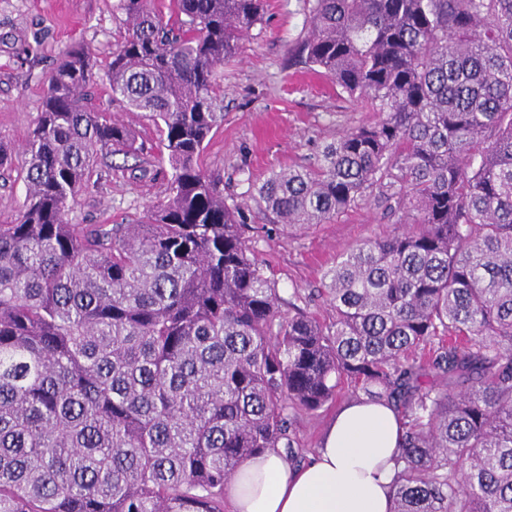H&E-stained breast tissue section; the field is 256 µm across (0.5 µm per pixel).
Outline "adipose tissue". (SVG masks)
<instances>
[{
  "label": "adipose tissue",
  "instance_id": "1",
  "mask_svg": "<svg viewBox=\"0 0 512 512\" xmlns=\"http://www.w3.org/2000/svg\"><path fill=\"white\" fill-rule=\"evenodd\" d=\"M403 422L367 398L345 403L308 464L276 450L246 460L225 491L233 512H393Z\"/></svg>",
  "mask_w": 512,
  "mask_h": 512
}]
</instances>
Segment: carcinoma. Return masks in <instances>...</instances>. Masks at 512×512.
Segmentation results:
<instances>
[{"mask_svg":"<svg viewBox=\"0 0 512 512\" xmlns=\"http://www.w3.org/2000/svg\"><path fill=\"white\" fill-rule=\"evenodd\" d=\"M121 2L109 89L171 177L137 224L71 223L98 151L138 147L62 50L0 224V512H221L346 382L405 418L393 512H512V0H299L294 62L378 119L255 200L295 226L374 195L398 224L324 273L327 325L281 312L201 165L262 0ZM26 174L24 157L13 156L10 168L0 169V224H10L22 208Z\"/></svg>","mask_w":512,"mask_h":512,"instance_id":"obj_1","label":"carcinoma"}]
</instances>
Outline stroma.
<instances>
[{"mask_svg": "<svg viewBox=\"0 0 512 512\" xmlns=\"http://www.w3.org/2000/svg\"><path fill=\"white\" fill-rule=\"evenodd\" d=\"M304 20L298 0H264L261 23L244 38L241 54L224 66V122L211 136L202 163L226 200L248 202V223L262 229L256 254L277 282L282 312L302 311L326 324L334 312L322 293L324 271L356 243L389 234L394 224L384 218L383 206L367 199L330 223L289 228L253 200L255 185L271 170L313 163L324 144L374 119L348 97L337 96L330 79L293 64L291 50ZM125 31L121 0H0V141L15 148L25 143L61 50L85 44L96 60L90 106L124 118L146 146L137 157L101 158L70 216L75 224L136 221L148 204L164 197L171 176L154 150L155 126L126 114L109 90L106 65ZM25 174L19 154L10 168L0 170V224L11 223L21 210ZM355 395L353 387L343 386L335 403L293 416L297 462L309 459L339 403Z\"/></svg>", "mask_w": 512, "mask_h": 512, "instance_id": "stroma-1", "label": "stroma"}]
</instances>
